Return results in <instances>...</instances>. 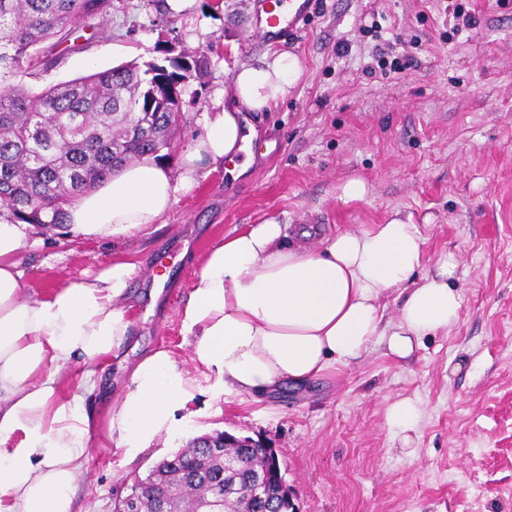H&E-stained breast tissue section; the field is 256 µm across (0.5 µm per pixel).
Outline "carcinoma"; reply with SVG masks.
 I'll return each instance as SVG.
<instances>
[{
    "instance_id": "1",
    "label": "carcinoma",
    "mask_w": 512,
    "mask_h": 512,
    "mask_svg": "<svg viewBox=\"0 0 512 512\" xmlns=\"http://www.w3.org/2000/svg\"><path fill=\"white\" fill-rule=\"evenodd\" d=\"M112 13V0H0V204L14 221L60 227L65 209L124 163L170 157L183 88L206 71L205 57L164 56L95 72L35 91L19 76H37L47 52L80 26ZM278 490L262 446L213 450L189 444L130 486L138 512H203L221 496V512H265L253 475Z\"/></svg>"
}]
</instances>
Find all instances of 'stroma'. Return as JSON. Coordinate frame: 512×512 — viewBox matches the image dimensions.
<instances>
[{
  "label": "stroma",
  "mask_w": 512,
  "mask_h": 512,
  "mask_svg": "<svg viewBox=\"0 0 512 512\" xmlns=\"http://www.w3.org/2000/svg\"><path fill=\"white\" fill-rule=\"evenodd\" d=\"M163 40L208 59L204 80L183 95L174 169L241 64L276 50L297 57L302 74L288 98L251 115L269 151L235 177L204 165L155 230L112 241L34 228L37 243L22 256L30 297L133 262L119 358L163 349L191 371L179 313L202 257L224 237L269 218L326 234L398 213L421 226L423 273L455 257L461 315L404 359L378 343L305 387L201 398L190 433L135 460L91 452L76 512H113L133 476L192 437L224 431L276 449L298 512H512V0H313L303 28L277 40L260 36L253 0H194L179 14L166 0H113L107 21H93L26 83L38 91L141 64ZM353 178L367 192L342 201ZM170 248L180 259L154 302L149 271ZM406 397L420 410L408 447L386 420Z\"/></svg>",
  "instance_id": "obj_1"
}]
</instances>
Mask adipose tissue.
Returning <instances> with one entry per match:
<instances>
[{
    "mask_svg": "<svg viewBox=\"0 0 512 512\" xmlns=\"http://www.w3.org/2000/svg\"><path fill=\"white\" fill-rule=\"evenodd\" d=\"M300 75L286 52L241 65L178 170L148 156L128 162L68 206L69 232L122 240L160 223L195 186L202 161L218 166L241 151L244 113L271 111ZM29 230L0 216V512H73L91 448L135 458L192 427L200 396L263 393L285 381L303 386L378 342L408 357L462 309L453 256L419 276L426 240L412 222L322 237L273 219L252 224L206 254L180 312L194 371L168 351L147 354L131 366L124 392L104 396L90 413L63 394L61 371L75 361L86 388L102 379L129 334L125 292L135 266L112 262L86 280L25 298ZM392 294L399 300L393 322L384 318Z\"/></svg>",
    "mask_w": 512,
    "mask_h": 512,
    "instance_id": "obj_1",
    "label": "adipose tissue"
}]
</instances>
